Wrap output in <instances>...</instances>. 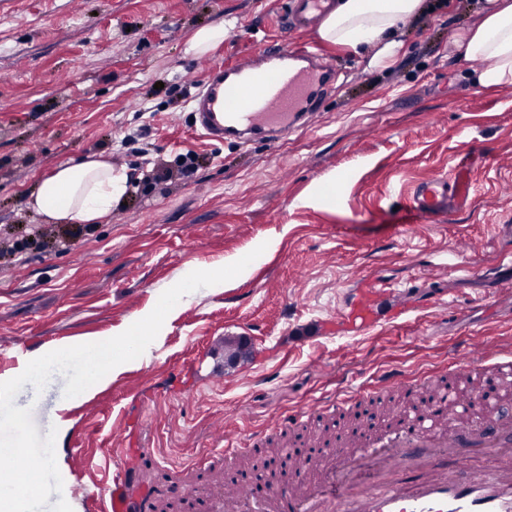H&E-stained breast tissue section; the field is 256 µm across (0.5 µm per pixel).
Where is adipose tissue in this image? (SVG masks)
<instances>
[{
	"instance_id": "ef3b65f1",
	"label": "adipose tissue",
	"mask_w": 512,
	"mask_h": 512,
	"mask_svg": "<svg viewBox=\"0 0 512 512\" xmlns=\"http://www.w3.org/2000/svg\"><path fill=\"white\" fill-rule=\"evenodd\" d=\"M425 0H338L322 21V41L369 54L373 67L399 58L400 27L424 8ZM464 61H485L476 81L484 88L512 85V0H489V8L472 27L452 36ZM131 189L129 170L111 159L89 155L59 165L44 177L29 201L49 224H106Z\"/></svg>"
}]
</instances>
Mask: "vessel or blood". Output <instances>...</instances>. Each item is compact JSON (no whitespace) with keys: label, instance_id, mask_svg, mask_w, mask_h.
Here are the masks:
<instances>
[{"label":"vessel or blood","instance_id":"obj_1","mask_svg":"<svg viewBox=\"0 0 512 512\" xmlns=\"http://www.w3.org/2000/svg\"><path fill=\"white\" fill-rule=\"evenodd\" d=\"M288 21L311 25L325 0H290ZM331 76L315 46H270L229 66L205 69L194 107L206 137L274 138L311 122ZM475 188L460 168L417 183L410 208L431 219L467 200ZM467 364L456 374L411 377L389 371L371 386L395 387L389 428L366 413L348 431L299 436L285 454L288 477L257 483L239 462L261 452L267 432L224 451L223 489L193 496L178 470L165 468L172 497L192 496L194 512H512V354L493 359L480 339H465Z\"/></svg>","mask_w":512,"mask_h":512}]
</instances>
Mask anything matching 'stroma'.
I'll use <instances>...</instances> for the list:
<instances>
[{"mask_svg":"<svg viewBox=\"0 0 512 512\" xmlns=\"http://www.w3.org/2000/svg\"><path fill=\"white\" fill-rule=\"evenodd\" d=\"M487 6L444 0L410 21L404 54L380 70L317 28H284L287 0H0V240L44 243L22 264L0 260V375L122 333L190 272L263 250L223 287L185 295L145 352L82 401L65 398L59 373L42 391L23 385L14 404L31 408L39 437L56 430L64 486L111 487L122 449L128 512H140V498L163 497L143 456L198 492L223 478L213 421L239 441L391 369L459 368L465 336L512 349V270L487 275L512 254L501 230L512 225V86H475L479 63L449 44ZM216 25L218 64L271 44L319 47L336 80L311 124L273 142L202 136L187 46ZM189 151L192 176L159 179ZM92 153L127 166L133 189L110 223L65 248L64 226L28 202L58 165ZM460 162L478 192L419 220L412 186ZM460 238L476 270L453 254ZM365 301L371 327L353 313ZM239 336L247 354L227 364L224 340Z\"/></svg>","mask_w":512,"mask_h":512,"instance_id":"obj_1","label":"stroma"}]
</instances>
